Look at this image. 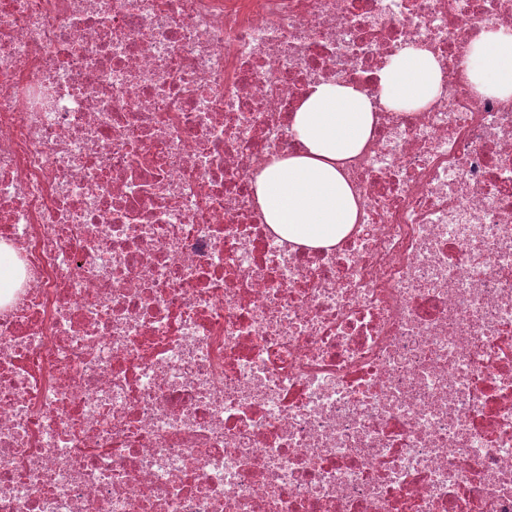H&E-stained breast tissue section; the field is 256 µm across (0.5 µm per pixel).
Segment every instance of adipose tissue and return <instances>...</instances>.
Returning <instances> with one entry per match:
<instances>
[{"label":"adipose tissue","mask_w":512,"mask_h":512,"mask_svg":"<svg viewBox=\"0 0 512 512\" xmlns=\"http://www.w3.org/2000/svg\"><path fill=\"white\" fill-rule=\"evenodd\" d=\"M466 76L475 91L512 98V35L489 27L470 46ZM381 103L422 108L441 92V72L427 51L402 50L378 74ZM374 124L370 98L345 83H318L293 115L300 152L273 160L255 181L264 221L288 241L330 247L358 220L357 199L341 172Z\"/></svg>","instance_id":"obj_1"}]
</instances>
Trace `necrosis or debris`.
<instances>
[{"label":"necrosis or debris","instance_id":"obj_1","mask_svg":"<svg viewBox=\"0 0 512 512\" xmlns=\"http://www.w3.org/2000/svg\"><path fill=\"white\" fill-rule=\"evenodd\" d=\"M512 0H0V512H512ZM429 51L442 91L379 104ZM336 247L265 224L311 85ZM466 77L474 90L512 98V35L488 27L470 46ZM380 102L389 108L426 107L441 93V72L426 50L405 48L378 73ZM374 124L370 98L345 83H318L293 115L303 148L274 159L255 181L265 224L288 241L330 247L358 220V202L341 172L358 155Z\"/></svg>","mask_w":512,"mask_h":512}]
</instances>
